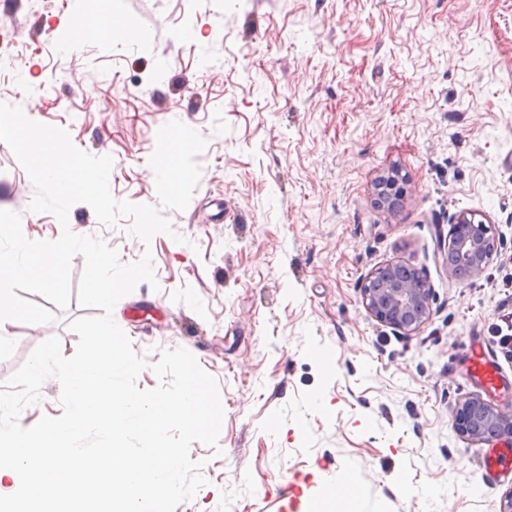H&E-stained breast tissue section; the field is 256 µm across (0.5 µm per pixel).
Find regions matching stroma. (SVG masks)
Masks as SVG:
<instances>
[{
	"label": "stroma",
	"instance_id": "35a3bbf8",
	"mask_svg": "<svg viewBox=\"0 0 512 512\" xmlns=\"http://www.w3.org/2000/svg\"><path fill=\"white\" fill-rule=\"evenodd\" d=\"M112 42L75 36L73 0H0V100L114 158L113 195L157 204L148 159L177 119L207 138L198 189L150 244L75 204L70 229L123 262L151 251L157 286L119 300L134 350L182 347L217 380L218 449L193 443L207 483L176 512H500L512 473L486 482L455 405L503 408L461 366L512 305V0H114ZM409 181L397 216L373 202L391 167ZM31 182L0 143V209L32 240L57 239L28 205ZM462 210L496 224L477 279L448 275L441 248ZM182 242H175V235ZM403 260L435 290L405 336L372 319L360 286ZM20 323L0 347V389L45 339L64 356L83 316ZM321 398L324 411L311 409ZM343 501L327 496L339 472Z\"/></svg>",
	"mask_w": 512,
	"mask_h": 512
}]
</instances>
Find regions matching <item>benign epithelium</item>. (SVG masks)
<instances>
[{
    "instance_id": "1",
    "label": "benign epithelium",
    "mask_w": 512,
    "mask_h": 512,
    "mask_svg": "<svg viewBox=\"0 0 512 512\" xmlns=\"http://www.w3.org/2000/svg\"><path fill=\"white\" fill-rule=\"evenodd\" d=\"M407 194V180L397 169L388 170L375 181L374 200L391 215L397 214ZM476 216L477 212L466 210L452 220L447 245L448 255L455 260L448 264L452 278L479 276L498 250L500 238L495 225ZM360 292L367 314L400 334L418 333L432 315L434 289L420 270L401 260L372 270ZM452 425L470 441L489 443L505 435L512 437V406L499 409L479 397H470L456 405Z\"/></svg>"
}]
</instances>
